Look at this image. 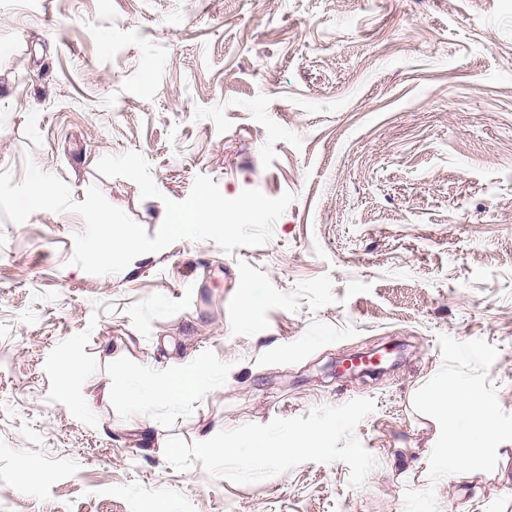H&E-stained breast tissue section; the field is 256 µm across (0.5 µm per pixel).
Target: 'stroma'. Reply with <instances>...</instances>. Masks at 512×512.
Masks as SVG:
<instances>
[{
  "instance_id": "stroma-1",
  "label": "stroma",
  "mask_w": 512,
  "mask_h": 512,
  "mask_svg": "<svg viewBox=\"0 0 512 512\" xmlns=\"http://www.w3.org/2000/svg\"><path fill=\"white\" fill-rule=\"evenodd\" d=\"M130 150L161 198L98 172ZM29 157L151 237L199 175L295 199L264 245L184 239L103 276L70 263L77 214L0 215V512H405L430 486L439 426L413 397L444 336L497 348L512 413V0H0V173L21 182ZM396 345L384 376L321 374ZM188 359L227 373L127 433L134 371ZM359 398L358 488L341 461L236 484L164 456ZM497 452L434 485L444 512H512V441Z\"/></svg>"
}]
</instances>
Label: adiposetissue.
<instances>
[{
  "label": "adipose tissue",
  "instance_id": "ef3b65f1",
  "mask_svg": "<svg viewBox=\"0 0 512 512\" xmlns=\"http://www.w3.org/2000/svg\"><path fill=\"white\" fill-rule=\"evenodd\" d=\"M203 373L191 362H173L163 368L146 367L139 369L130 388L124 395L125 402L134 412L127 429L134 434H143L149 424L142 413L144 407L165 402L177 407L198 396L203 390Z\"/></svg>",
  "mask_w": 512,
  "mask_h": 512
}]
</instances>
